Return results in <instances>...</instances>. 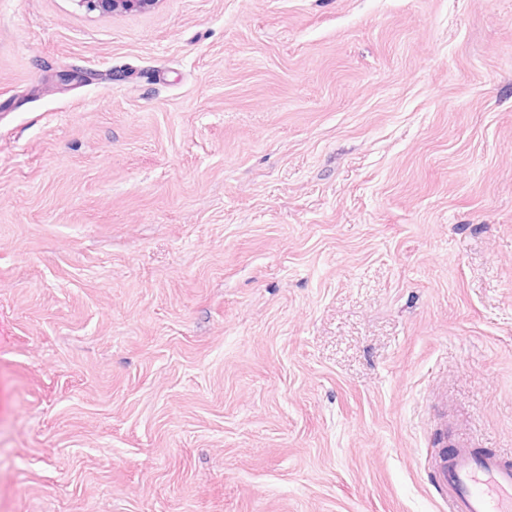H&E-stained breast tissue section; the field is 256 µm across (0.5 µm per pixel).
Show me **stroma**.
Wrapping results in <instances>:
<instances>
[{
    "label": "stroma",
    "instance_id": "obj_1",
    "mask_svg": "<svg viewBox=\"0 0 512 512\" xmlns=\"http://www.w3.org/2000/svg\"><path fill=\"white\" fill-rule=\"evenodd\" d=\"M512 458V0H0V512H448ZM90 11L115 14L152 9L158 0H79ZM435 459V481L448 512H511L512 463L497 453L480 452L467 438L452 440Z\"/></svg>",
    "mask_w": 512,
    "mask_h": 512
}]
</instances>
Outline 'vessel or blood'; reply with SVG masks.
<instances>
[{"label":"vessel or blood","instance_id":"b4317fda","mask_svg":"<svg viewBox=\"0 0 512 512\" xmlns=\"http://www.w3.org/2000/svg\"><path fill=\"white\" fill-rule=\"evenodd\" d=\"M434 470L448 512H512V462L504 456L478 451L460 436L436 458Z\"/></svg>","mask_w":512,"mask_h":512}]
</instances>
